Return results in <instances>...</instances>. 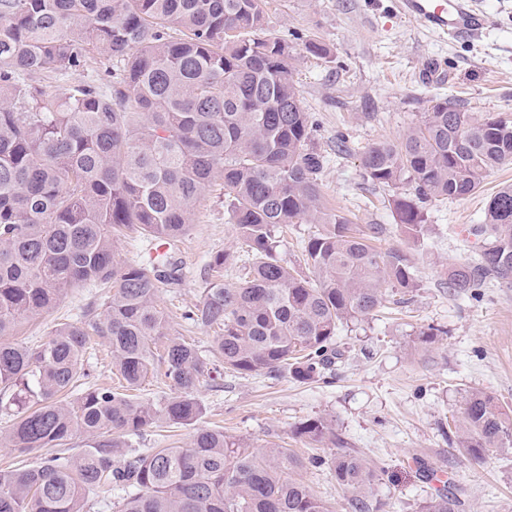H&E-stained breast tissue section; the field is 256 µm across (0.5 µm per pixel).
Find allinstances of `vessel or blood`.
<instances>
[{
	"mask_svg": "<svg viewBox=\"0 0 512 512\" xmlns=\"http://www.w3.org/2000/svg\"><path fill=\"white\" fill-rule=\"evenodd\" d=\"M399 9L446 38L476 37L487 25L484 11L476 7L474 0H399Z\"/></svg>",
	"mask_w": 512,
	"mask_h": 512,
	"instance_id": "vessel-or-blood-1",
	"label": "vessel or blood"
}]
</instances>
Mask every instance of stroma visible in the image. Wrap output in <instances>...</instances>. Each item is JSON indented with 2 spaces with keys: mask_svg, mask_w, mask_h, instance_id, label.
I'll use <instances>...</instances> for the list:
<instances>
[{
  "mask_svg": "<svg viewBox=\"0 0 512 512\" xmlns=\"http://www.w3.org/2000/svg\"><path fill=\"white\" fill-rule=\"evenodd\" d=\"M478 2L490 27L477 37L444 40L401 17L397 0H262L268 29L297 53L293 79L329 158L321 176L326 205L360 229L378 226L380 250H403L420 287L401 314L340 329L343 357L329 381L228 374L219 386H202L205 422L255 447L284 443L302 455L305 443L292 436L293 426L312 417L332 420L346 441L387 469L388 480L377 488L382 512H417L443 487L456 494L460 512H512V449L478 467L457 454L448 434L468 392H489L512 408V284L490 280L473 296L448 290L449 265L479 255L465 228L483 222L490 195L512 183V166L491 170L472 196L429 205L428 232L417 243L400 228L394 189L366 182L360 165L367 146L398 139L440 100L512 120V0ZM310 38L330 49L331 62L306 53ZM433 63L440 76L429 82L423 73ZM340 137L348 153H337ZM224 252V284L234 287L242 276L239 249L218 181L173 254L180 281L159 292L171 336L209 347L210 330L184 313L199 302L211 258ZM104 293L96 283L70 291L37 324L21 326L15 343L36 345L54 325L81 321ZM430 326L442 335L423 338Z\"/></svg>",
  "mask_w": 512,
  "mask_h": 512,
  "instance_id": "1",
  "label": "stroma"
}]
</instances>
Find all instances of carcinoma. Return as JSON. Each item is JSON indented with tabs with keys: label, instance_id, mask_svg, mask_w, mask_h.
<instances>
[{
	"label": "carcinoma",
	"instance_id": "obj_1",
	"mask_svg": "<svg viewBox=\"0 0 512 512\" xmlns=\"http://www.w3.org/2000/svg\"><path fill=\"white\" fill-rule=\"evenodd\" d=\"M106 61L104 76L71 82ZM293 49L267 32L261 0H0V445L38 454L0 469V512H87L91 494L117 491L120 512H334L298 473L328 467L347 512H380L377 467L319 417L293 435L327 456L260 449L202 424V384L231 372L298 382L332 373L336 336L419 280L407 255L381 253L376 228H352L322 203L326 156L291 77ZM512 164V121L435 103L395 141L361 155L365 180L406 186L393 200L404 234L424 238V210L478 192ZM224 183V213L249 268L226 287L205 283L186 319L213 332L211 349L169 337L158 304L176 282L168 256L117 260L116 236L134 227L175 242L207 188ZM319 224L303 240L307 272L280 257L279 229ZM479 259L449 273L471 295L512 283V185L471 228ZM111 285L80 324L59 323L39 345L12 341L73 288ZM96 336L118 385L86 382ZM171 395H139L155 366ZM194 427L178 448H137L151 428ZM459 451L481 465L512 442V410L473 391L460 411ZM83 446L72 452L71 441ZM451 493L420 512H459Z\"/></svg>",
	"mask_w": 512,
	"mask_h": 512
}]
</instances>
